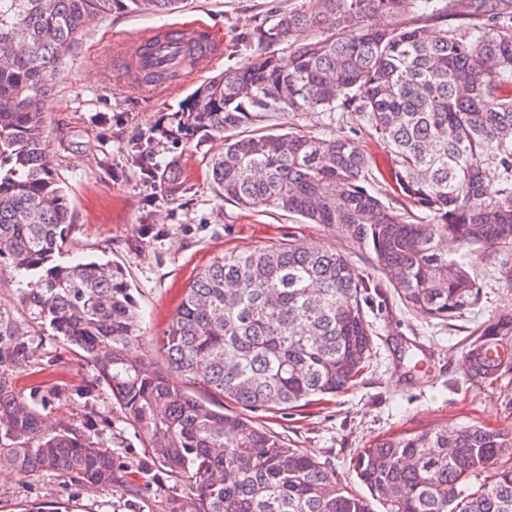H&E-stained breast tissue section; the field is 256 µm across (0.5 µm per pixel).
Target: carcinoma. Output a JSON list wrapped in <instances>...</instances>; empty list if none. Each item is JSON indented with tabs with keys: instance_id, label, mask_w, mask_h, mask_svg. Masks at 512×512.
Segmentation results:
<instances>
[{
	"instance_id": "obj_1",
	"label": "carcinoma",
	"mask_w": 512,
	"mask_h": 512,
	"mask_svg": "<svg viewBox=\"0 0 512 512\" xmlns=\"http://www.w3.org/2000/svg\"><path fill=\"white\" fill-rule=\"evenodd\" d=\"M180 2L0 0V263L35 279L24 305L86 353L152 457L193 489L195 512H372L335 470L224 411L226 400L284 411L357 384L372 343L370 282L343 252L295 240L214 257L161 339L162 364L134 354L147 336L120 269L57 260L70 204L41 164L48 88L91 18ZM320 3L278 14L247 65L193 92L180 128L224 138L209 162L224 197L335 227L373 255L408 311L456 318L480 298L475 260L500 253L512 276V0H448L435 16L462 24L432 35L417 26L416 0ZM338 111L378 135L410 206L370 190L354 138L298 124ZM280 115L294 120L286 131L271 125ZM481 336L467 358L487 378L502 361L486 350L512 336V314ZM3 468L61 471L90 488L122 482L108 447L44 428L1 371ZM352 471L383 512H512V427L401 433L361 449Z\"/></svg>"
}]
</instances>
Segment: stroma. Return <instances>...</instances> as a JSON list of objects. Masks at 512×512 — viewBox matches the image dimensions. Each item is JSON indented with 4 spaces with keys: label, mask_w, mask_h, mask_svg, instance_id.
I'll return each instance as SVG.
<instances>
[{
    "label": "stroma",
    "mask_w": 512,
    "mask_h": 512,
    "mask_svg": "<svg viewBox=\"0 0 512 512\" xmlns=\"http://www.w3.org/2000/svg\"><path fill=\"white\" fill-rule=\"evenodd\" d=\"M188 2L186 10L171 14L113 12L78 37L59 69L45 113V161L71 203L62 261L90 258L121 267L148 336L138 352L158 361L160 338L185 289L215 256L293 240L343 251L371 283L367 313L373 345L357 384L306 407L258 409L250 417L335 468L357 493L365 488L350 464L378 440L437 426H512V361L483 378L474 375L466 357L487 324L512 312V279L498 264H479L476 306L447 322L423 318L383 286L367 251L333 227L273 209L248 211L220 195L208 165L222 150V139L168 134L173 114L190 94L209 77L247 64L262 48L258 32L293 5V0ZM187 20L208 25L220 44L197 77L172 79L151 91L112 75L114 44ZM336 128L365 150L372 191L403 207L393 162L374 131L354 113L345 114ZM141 145L150 146L161 164L155 177L143 175L132 161ZM32 285V278L0 265V367L47 425H69L107 445L128 480L91 489L62 472H2L0 512L46 502L61 505L63 512H194L190 487L151 458L146 439L127 421L110 389L96 381L82 351L54 336L24 306L21 295Z\"/></svg>",
    "instance_id": "35a3bbf8"
}]
</instances>
